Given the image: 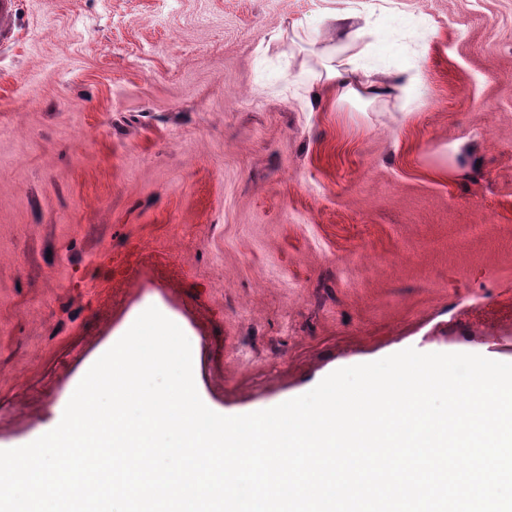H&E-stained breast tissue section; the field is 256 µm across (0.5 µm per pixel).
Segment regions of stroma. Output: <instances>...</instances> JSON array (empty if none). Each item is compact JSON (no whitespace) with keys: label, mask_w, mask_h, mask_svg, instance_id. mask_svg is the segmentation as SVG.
Listing matches in <instances>:
<instances>
[{"label":"stroma","mask_w":512,"mask_h":512,"mask_svg":"<svg viewBox=\"0 0 512 512\" xmlns=\"http://www.w3.org/2000/svg\"><path fill=\"white\" fill-rule=\"evenodd\" d=\"M369 16L414 102L283 36ZM228 416L407 348L512 349V0H16L0 32V448L143 308ZM38 390L40 403L28 394Z\"/></svg>","instance_id":"35a3bbf8"}]
</instances>
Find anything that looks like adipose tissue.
I'll list each match as a JSON object with an SVG mask.
<instances>
[{
    "instance_id": "adipose-tissue-1",
    "label": "adipose tissue",
    "mask_w": 512,
    "mask_h": 512,
    "mask_svg": "<svg viewBox=\"0 0 512 512\" xmlns=\"http://www.w3.org/2000/svg\"><path fill=\"white\" fill-rule=\"evenodd\" d=\"M321 29L316 55L322 69L313 78L323 83L337 102L372 101L399 88V81L357 66L354 50L362 38L372 33L359 14H327L321 20Z\"/></svg>"
}]
</instances>
